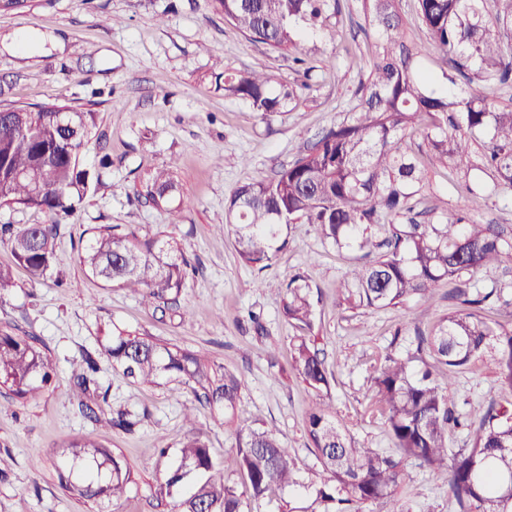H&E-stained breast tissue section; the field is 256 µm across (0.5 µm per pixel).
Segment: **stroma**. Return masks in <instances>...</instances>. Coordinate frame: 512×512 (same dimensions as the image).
I'll use <instances>...</instances> for the list:
<instances>
[{"label": "stroma", "mask_w": 512, "mask_h": 512, "mask_svg": "<svg viewBox=\"0 0 512 512\" xmlns=\"http://www.w3.org/2000/svg\"><path fill=\"white\" fill-rule=\"evenodd\" d=\"M357 21L352 0H343L338 39L305 44L306 78L288 53L246 39L211 0H33L30 8L0 12V103L55 102L97 114L81 153L93 185L54 239L53 273L34 284L16 269L11 296L0 300V329L38 337L53 365L50 385L24 402L0 389V457L7 462L0 512H171L160 478L188 430L209 445L217 474L239 483L236 429L243 423L275 428L301 480L251 503V512H277L284 500L304 512L313 499L307 485L321 467L305 424L312 393L287 370L296 331L281 299L297 275L321 296L314 334L333 376L336 419L359 445L392 450L386 415L369 397L372 372L388 350L409 349V341L393 340L400 324L427 331L457 310L447 288L399 309H346L337 306L336 289L361 264L360 253L337 251L314 225L295 224L287 246L261 271L245 265L233 237L220 231L235 187L271 178L323 130L349 118L365 76L350 61L367 52ZM226 69L276 72L284 88L296 91L293 110L265 116L225 97L216 76ZM406 143L429 168L426 192L439 213L464 208L479 222L512 226V200L489 195L488 174L433 167L420 134ZM169 163L179 187L174 217L137 195L150 170ZM101 224L162 236L196 266L175 303L144 304L83 271L80 254ZM118 327L202 352L241 373L235 420L224 421L179 383L143 386L114 369L102 343ZM88 355L110 410L136 415L131 430L90 421L71 399L72 372ZM454 387L463 415L482 412L493 399L512 402V388L500 383L488 358L455 374ZM188 412L194 424L186 423ZM84 437L131 469L134 481L118 502L63 489L57 453ZM397 501L402 512H457L447 485L413 460Z\"/></svg>", "instance_id": "35a3bbf8"}]
</instances>
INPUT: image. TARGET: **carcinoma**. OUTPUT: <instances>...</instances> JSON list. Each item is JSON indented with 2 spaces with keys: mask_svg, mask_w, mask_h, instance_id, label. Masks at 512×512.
<instances>
[{
  "mask_svg": "<svg viewBox=\"0 0 512 512\" xmlns=\"http://www.w3.org/2000/svg\"><path fill=\"white\" fill-rule=\"evenodd\" d=\"M224 20L250 41L299 57L305 39L334 37L328 21L341 12L340 0H212ZM369 38V66L360 82V102L345 122L326 130L305 153L271 180L244 183L225 205L224 230L243 263L270 266L286 244L284 229L313 224L321 239L338 249L362 253L339 289L338 305L388 309L418 298H433L448 283L463 309L443 318L430 332L415 331L416 348L388 353L375 370L371 395L386 412L395 451L355 445L329 412L330 380L325 355L313 336L316 301L310 285L289 281L282 314L299 334L292 342V372L315 394L306 430L322 472L308 512H366L387 501L391 512L413 459L448 486L458 512H512V408L491 401L467 421L455 410L453 377L469 363L493 354L501 383L512 388V327L480 315L501 299V291L472 283L479 270L512 271V236L499 224H481L458 212L417 223L406 215L423 200L427 173L401 145L410 129L426 132L434 161L464 173L478 167L493 176L494 192L512 195V107L487 98L485 90L512 88V0H416V38L405 18L403 0H355ZM442 75L426 66L430 54ZM463 78L468 88L449 85ZM224 95L271 115L295 100L296 91H275L269 72L216 76ZM66 112L70 126L58 124ZM96 125V113L55 105H0V207L46 211L47 224L15 229L0 225L18 264L32 281L56 265L53 239L61 221L90 189L80 152ZM489 135L477 155L472 144ZM178 191L170 169L156 170L139 196L165 206ZM80 263L106 285L123 288L148 303H167L180 292L191 264L163 238L141 240L133 227L100 225ZM105 351L112 365L149 385L174 378L226 419L234 418L243 380L239 373L205 356L164 344L153 336L118 330ZM73 375L72 396L96 422L107 394L99 393L98 367L89 356ZM448 367V381L435 374ZM51 362L39 339L0 331V388L16 401L44 389ZM468 426L465 448L448 446L457 429ZM236 450L242 485L211 472L215 462L195 433L181 442L173 467L164 475L170 490L182 487L172 512H244L245 501L275 489L298 486L295 460L272 428L238 430ZM61 484L86 499H121L133 482L131 469L100 442L83 438L58 453Z\"/></svg>",
  "mask_w": 512,
  "mask_h": 512,
  "instance_id": "carcinoma-1",
  "label": "carcinoma"
}]
</instances>
